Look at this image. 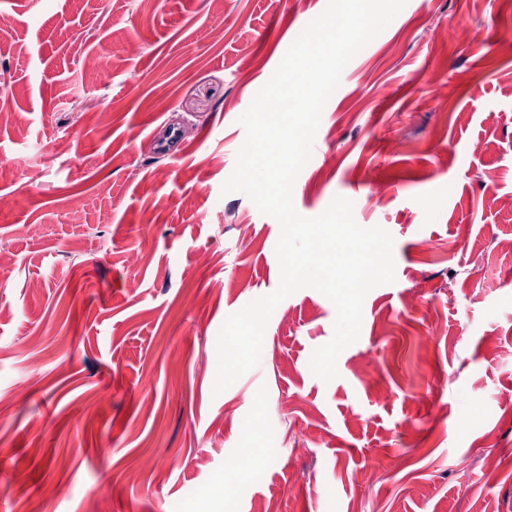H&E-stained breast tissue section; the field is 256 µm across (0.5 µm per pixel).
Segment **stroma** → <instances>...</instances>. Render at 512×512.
<instances>
[{"mask_svg": "<svg viewBox=\"0 0 512 512\" xmlns=\"http://www.w3.org/2000/svg\"><path fill=\"white\" fill-rule=\"evenodd\" d=\"M326 5L0 0V512H512V0H407L345 66L293 203L315 217L351 200L392 235L395 281L366 295L337 378L309 366L336 309L303 288L259 364L213 392L225 319L280 279L278 222L222 191L240 118ZM137 458L163 480L130 477Z\"/></svg>", "mask_w": 512, "mask_h": 512, "instance_id": "obj_1", "label": "stroma"}]
</instances>
